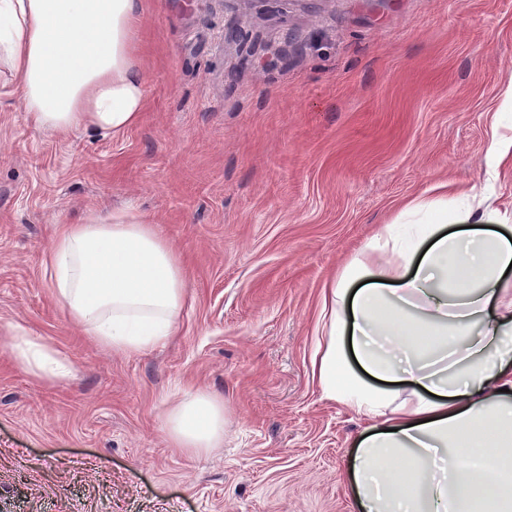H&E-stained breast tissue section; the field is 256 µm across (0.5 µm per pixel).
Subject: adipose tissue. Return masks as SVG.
Segmentation results:
<instances>
[{
	"instance_id": "ef3b65f1",
	"label": "adipose tissue",
	"mask_w": 512,
	"mask_h": 512,
	"mask_svg": "<svg viewBox=\"0 0 512 512\" xmlns=\"http://www.w3.org/2000/svg\"><path fill=\"white\" fill-rule=\"evenodd\" d=\"M140 12L141 0H0V71L36 130L107 137L139 123ZM476 213L482 227L462 228ZM44 265L70 320L116 352L171 336L188 295L180 255L130 213L64 225ZM511 268L512 217L420 195L325 284L312 371L324 400L365 423L351 472L362 512H512ZM9 346L39 379L73 374L24 329ZM167 435L194 454L219 447L223 396L186 395ZM481 455L495 474L467 466Z\"/></svg>"
}]
</instances>
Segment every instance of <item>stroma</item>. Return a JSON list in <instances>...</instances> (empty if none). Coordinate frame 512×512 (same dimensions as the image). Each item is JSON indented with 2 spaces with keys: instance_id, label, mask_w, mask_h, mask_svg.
Listing matches in <instances>:
<instances>
[{
  "instance_id": "35a3bbf8",
  "label": "stroma",
  "mask_w": 512,
  "mask_h": 512,
  "mask_svg": "<svg viewBox=\"0 0 512 512\" xmlns=\"http://www.w3.org/2000/svg\"><path fill=\"white\" fill-rule=\"evenodd\" d=\"M241 29L245 45L224 41ZM148 108L106 138L34 129L0 95V512H360L362 421L312 373L323 284L398 205L444 184L512 213L492 166L512 0H144ZM129 209L180 253L190 299L137 353L95 343L43 267L62 224ZM224 397V444L172 447L168 409ZM14 336H9V346L15 364L42 380H63L71 378L72 364L57 358L56 352L43 341L30 336L21 328L13 329Z\"/></svg>"
}]
</instances>
